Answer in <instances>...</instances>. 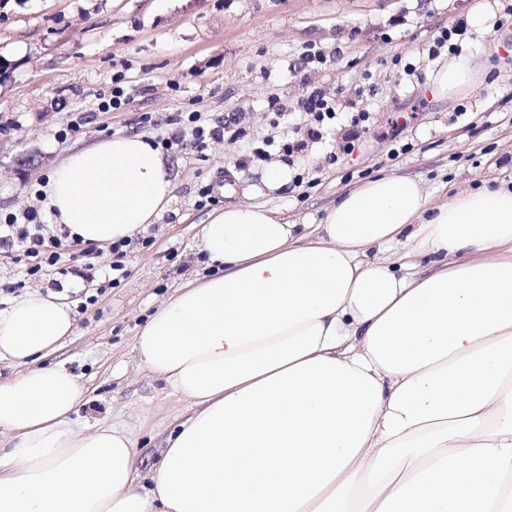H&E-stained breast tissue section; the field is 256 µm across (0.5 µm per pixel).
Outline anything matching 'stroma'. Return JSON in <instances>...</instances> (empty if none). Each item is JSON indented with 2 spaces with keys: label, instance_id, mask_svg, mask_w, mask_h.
I'll use <instances>...</instances> for the list:
<instances>
[{
  "label": "stroma",
  "instance_id": "stroma-1",
  "mask_svg": "<svg viewBox=\"0 0 512 512\" xmlns=\"http://www.w3.org/2000/svg\"><path fill=\"white\" fill-rule=\"evenodd\" d=\"M477 0H0V216L35 208V193L71 152L117 135L148 139L175 133L180 113L218 124L245 116V137L212 140L205 154L175 148L164 158L174 175L173 202L148 225V248L128 250L118 286L89 302L91 289L63 279L72 338L43 358L80 376L86 401L77 429L120 424L134 436L145 473L161 457L188 405L137 358L146 316L205 269L201 229L212 208L242 203L277 210L291 224L321 223L343 192L381 175L419 180L434 204L454 189L512 181V24L478 33L492 48L490 75L453 98L433 94L440 60L426 50L438 31L468 18ZM322 48L325 67L291 71L307 44ZM419 65L421 76L394 67ZM122 76L130 102L102 110L112 80ZM336 103L326 138L308 143L290 167L301 183L265 187L266 167L282 163V142L299 116L273 123L268 104L296 103L312 88ZM364 96H356L357 88ZM367 111L371 130L338 165L325 156L346 130L349 113ZM467 117L455 120L454 114ZM151 126H141L142 116ZM78 132L59 137L70 122ZM36 152L40 165L15 174L12 157ZM211 186L214 207L199 206Z\"/></svg>",
  "mask_w": 512,
  "mask_h": 512
}]
</instances>
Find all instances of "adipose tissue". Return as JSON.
Wrapping results in <instances>:
<instances>
[{"instance_id": "obj_1", "label": "adipose tissue", "mask_w": 512, "mask_h": 512, "mask_svg": "<svg viewBox=\"0 0 512 512\" xmlns=\"http://www.w3.org/2000/svg\"><path fill=\"white\" fill-rule=\"evenodd\" d=\"M470 55L434 76L451 96ZM173 177L138 134L73 151L43 188L108 244L156 223ZM408 248L394 265L390 251ZM213 275L148 316L141 364L195 408L147 474L124 428H74L77 375L39 360L75 329L56 292L0 311V512H512V185L430 204L385 175L304 230L262 205L210 215Z\"/></svg>"}]
</instances>
